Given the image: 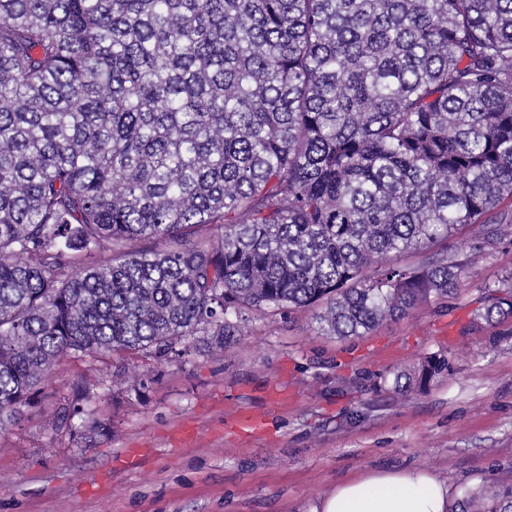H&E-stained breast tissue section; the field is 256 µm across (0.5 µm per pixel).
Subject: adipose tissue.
<instances>
[{"mask_svg": "<svg viewBox=\"0 0 512 512\" xmlns=\"http://www.w3.org/2000/svg\"><path fill=\"white\" fill-rule=\"evenodd\" d=\"M452 484L421 466L374 469L344 480L310 512H455Z\"/></svg>", "mask_w": 512, "mask_h": 512, "instance_id": "1", "label": "adipose tissue"}]
</instances>
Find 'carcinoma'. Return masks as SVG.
I'll use <instances>...</instances> for the list:
<instances>
[{
    "instance_id": "1",
    "label": "carcinoma",
    "mask_w": 512,
    "mask_h": 512,
    "mask_svg": "<svg viewBox=\"0 0 512 512\" xmlns=\"http://www.w3.org/2000/svg\"><path fill=\"white\" fill-rule=\"evenodd\" d=\"M504 204L512 0H0V430L67 355L222 352L243 311L314 305L362 336L512 243Z\"/></svg>"
}]
</instances>
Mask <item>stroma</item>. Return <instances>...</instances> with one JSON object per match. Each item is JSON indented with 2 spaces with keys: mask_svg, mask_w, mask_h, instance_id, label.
<instances>
[{
  "mask_svg": "<svg viewBox=\"0 0 512 512\" xmlns=\"http://www.w3.org/2000/svg\"><path fill=\"white\" fill-rule=\"evenodd\" d=\"M512 275V244L479 258L452 296L363 336L322 332L318 307L251 311L216 357H65L0 436V512H308L368 469L420 465L457 492L512 480V319L473 314ZM445 356L420 394L397 373ZM84 386L103 430L54 426ZM247 409L265 422L242 437ZM193 437L181 442L184 430Z\"/></svg>",
  "mask_w": 512,
  "mask_h": 512,
  "instance_id": "stroma-1",
  "label": "stroma"
}]
</instances>
